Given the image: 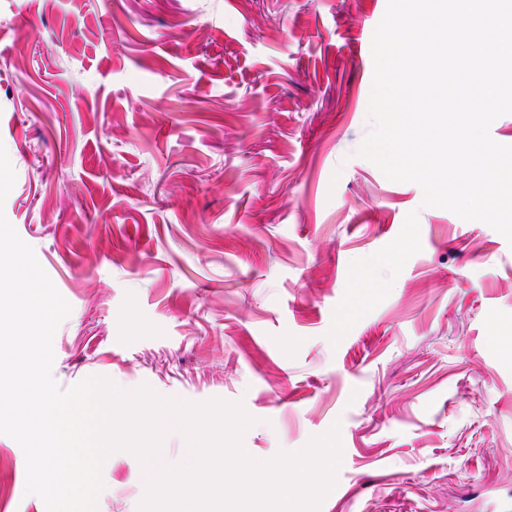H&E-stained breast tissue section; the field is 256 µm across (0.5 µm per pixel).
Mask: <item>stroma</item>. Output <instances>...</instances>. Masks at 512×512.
<instances>
[{
  "mask_svg": "<svg viewBox=\"0 0 512 512\" xmlns=\"http://www.w3.org/2000/svg\"><path fill=\"white\" fill-rule=\"evenodd\" d=\"M387 0H0V211L72 311L61 388L339 425L319 512H512V244L358 149ZM97 512H130L129 451ZM0 434V512H46Z\"/></svg>",
  "mask_w": 512,
  "mask_h": 512,
  "instance_id": "1",
  "label": "stroma"
}]
</instances>
